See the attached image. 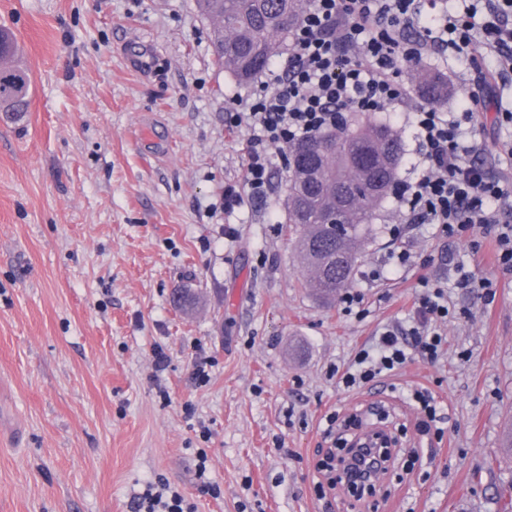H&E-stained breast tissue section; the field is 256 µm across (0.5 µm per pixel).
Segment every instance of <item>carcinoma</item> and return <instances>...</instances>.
I'll list each match as a JSON object with an SVG mask.
<instances>
[{
	"label": "carcinoma",
	"mask_w": 512,
	"mask_h": 512,
	"mask_svg": "<svg viewBox=\"0 0 512 512\" xmlns=\"http://www.w3.org/2000/svg\"><path fill=\"white\" fill-rule=\"evenodd\" d=\"M303 0H196L199 15L212 24L216 62L237 81L262 74L284 52L300 25ZM13 38L0 30V107L22 112L30 76L9 64ZM400 137L387 124L369 122L353 130L318 133L288 149V223L306 285L331 301L352 284L361 245L375 208L398 180Z\"/></svg>",
	"instance_id": "obj_1"
}]
</instances>
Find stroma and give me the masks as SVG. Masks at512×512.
<instances>
[{
  "label": "stroma",
  "mask_w": 512,
  "mask_h": 512,
  "mask_svg": "<svg viewBox=\"0 0 512 512\" xmlns=\"http://www.w3.org/2000/svg\"><path fill=\"white\" fill-rule=\"evenodd\" d=\"M31 86L0 109V512H134L161 477L197 512H354L316 491L326 416L380 403L400 436L378 512H512V275L492 231L442 238L376 210L352 287L363 314L305 286L287 224L288 166L267 199L224 212L243 186L252 133L224 125L236 81L215 62L195 0H0ZM448 93L426 101L425 75ZM418 105L456 112L468 65L435 56L400 76ZM398 246L406 267L368 279ZM493 281L484 302L448 288L469 317L442 324L443 355L358 390L336 373L421 281L456 266ZM189 288L199 303L173 301ZM169 357L155 373L154 348ZM211 360L207 381L195 365ZM433 396L443 439L420 435L405 389ZM221 489H200L198 452Z\"/></svg>",
  "instance_id": "stroma-1"
}]
</instances>
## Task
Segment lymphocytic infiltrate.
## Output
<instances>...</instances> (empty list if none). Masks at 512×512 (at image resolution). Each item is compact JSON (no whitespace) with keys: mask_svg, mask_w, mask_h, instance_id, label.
Wrapping results in <instances>:
<instances>
[{"mask_svg":"<svg viewBox=\"0 0 512 512\" xmlns=\"http://www.w3.org/2000/svg\"><path fill=\"white\" fill-rule=\"evenodd\" d=\"M471 65L478 79L495 74L497 125L512 128V0H311L289 43L286 65L238 99L226 122L247 126L243 187L226 186L224 209L266 198L273 189L272 152L298 140L343 127L350 112H412L419 159L413 178L394 195L409 224L432 225L450 238L461 231L496 230L497 262L512 272V176L490 175L471 132L482 108L471 92L459 112L411 106L396 78L407 63L434 50ZM453 314L441 284L425 287L406 324L382 328L343 371L344 388L399 373L419 355L436 361L444 339L437 326ZM136 512H196V506L163 478L147 483Z\"/></svg>","mask_w":512,"mask_h":512,"instance_id":"lymphocytic-infiltrate-1","label":"lymphocytic infiltrate"}]
</instances>
